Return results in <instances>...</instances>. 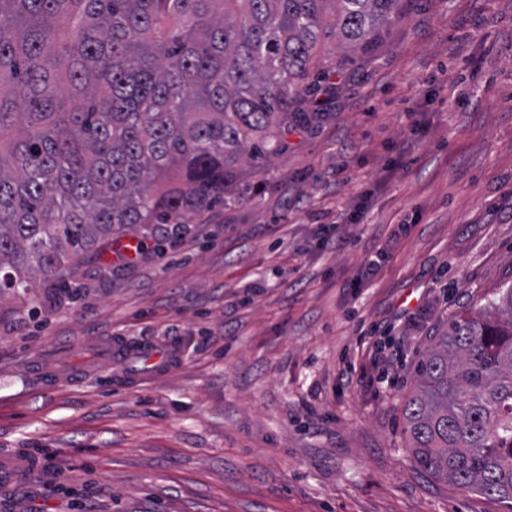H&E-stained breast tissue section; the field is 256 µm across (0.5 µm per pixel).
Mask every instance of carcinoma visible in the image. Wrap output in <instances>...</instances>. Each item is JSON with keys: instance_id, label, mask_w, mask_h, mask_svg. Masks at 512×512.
Wrapping results in <instances>:
<instances>
[{"instance_id": "cac0c4a2", "label": "carcinoma", "mask_w": 512, "mask_h": 512, "mask_svg": "<svg viewBox=\"0 0 512 512\" xmlns=\"http://www.w3.org/2000/svg\"><path fill=\"white\" fill-rule=\"evenodd\" d=\"M398 2L0 0V294L224 203L321 42L358 46ZM404 418L423 472L512 504V286L434 337Z\"/></svg>"}]
</instances>
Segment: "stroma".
Masks as SVG:
<instances>
[{"instance_id": "35a3bbf8", "label": "stroma", "mask_w": 512, "mask_h": 512, "mask_svg": "<svg viewBox=\"0 0 512 512\" xmlns=\"http://www.w3.org/2000/svg\"><path fill=\"white\" fill-rule=\"evenodd\" d=\"M398 10L322 44L281 151L182 237L0 297V512H512L416 467L403 417L433 337L512 286V0ZM136 354L151 366L155 372L172 367L179 354L178 344L173 343L164 351L155 349L152 345H143L136 350L130 349L122 340L117 339L103 345L100 349V359L120 363L130 355Z\"/></svg>"}]
</instances>
